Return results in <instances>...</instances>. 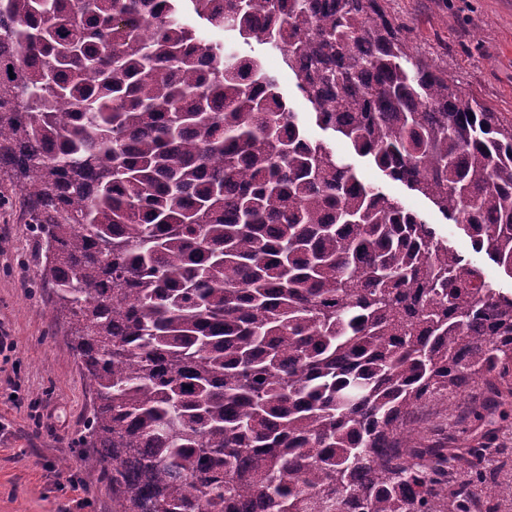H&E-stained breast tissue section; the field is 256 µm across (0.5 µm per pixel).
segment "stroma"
<instances>
[{"instance_id":"obj_1","label":"stroma","mask_w":512,"mask_h":512,"mask_svg":"<svg viewBox=\"0 0 512 512\" xmlns=\"http://www.w3.org/2000/svg\"><path fill=\"white\" fill-rule=\"evenodd\" d=\"M383 5L409 28L420 57L447 71L458 90L512 120V0H384ZM235 48L278 74L280 89L309 137L329 141L365 182L434 224L451 248L483 267L494 288L512 293V277L475 253L469 237L427 199L316 126L277 52L255 41ZM35 252L19 189L0 180V330L11 342L0 351V512H112L104 466L83 444L93 400L67 351V332L54 318L51 295L39 286Z\"/></svg>"}]
</instances>
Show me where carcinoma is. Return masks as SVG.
Returning a JSON list of instances; mask_svg holds the SVG:
<instances>
[{
    "instance_id": "obj_1",
    "label": "carcinoma",
    "mask_w": 512,
    "mask_h": 512,
    "mask_svg": "<svg viewBox=\"0 0 512 512\" xmlns=\"http://www.w3.org/2000/svg\"><path fill=\"white\" fill-rule=\"evenodd\" d=\"M183 1L278 50L319 128L512 276V121L381 0H0V173L87 379L112 512H504L512 294L307 136ZM475 385L448 442L411 428Z\"/></svg>"
}]
</instances>
